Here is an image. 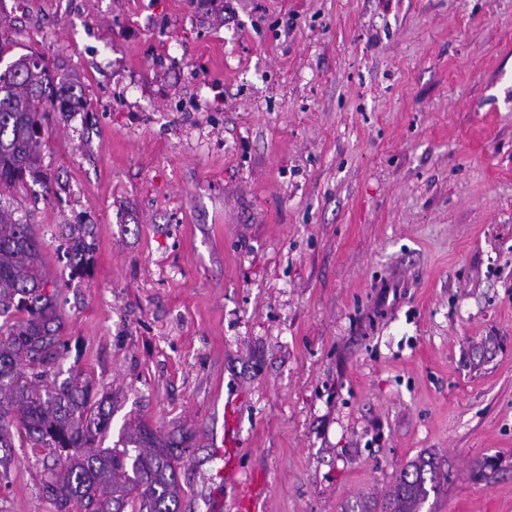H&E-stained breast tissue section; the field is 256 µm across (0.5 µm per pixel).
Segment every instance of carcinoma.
Here are the masks:
<instances>
[{
  "instance_id": "1",
  "label": "carcinoma",
  "mask_w": 512,
  "mask_h": 512,
  "mask_svg": "<svg viewBox=\"0 0 512 512\" xmlns=\"http://www.w3.org/2000/svg\"><path fill=\"white\" fill-rule=\"evenodd\" d=\"M72 88L53 81L44 61L19 56L0 74V466L15 442L49 448L55 467L43 486L56 512H178L177 450L192 440H166L138 427L121 448H103L112 412L109 396L93 392L81 371L62 383L52 378L60 354L63 316L58 281L46 268L36 225L14 216L3 199L43 179L41 146L49 113L71 110ZM71 277L91 265L87 224L65 225ZM434 457L405 467L382 504L361 512H420L436 488Z\"/></svg>"
}]
</instances>
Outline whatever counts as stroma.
I'll return each mask as SVG.
<instances>
[{
    "mask_svg": "<svg viewBox=\"0 0 512 512\" xmlns=\"http://www.w3.org/2000/svg\"><path fill=\"white\" fill-rule=\"evenodd\" d=\"M0 71L75 84L17 193L59 282L54 371L111 447L190 430L179 512H512V0H0ZM92 229L70 278L59 227ZM14 448L0 512H55ZM438 467L434 457L419 456L405 467L391 490L388 499L381 504V512H420L430 490L436 488ZM430 483V490L427 484Z\"/></svg>",
    "mask_w": 512,
    "mask_h": 512,
    "instance_id": "1",
    "label": "stroma"
}]
</instances>
